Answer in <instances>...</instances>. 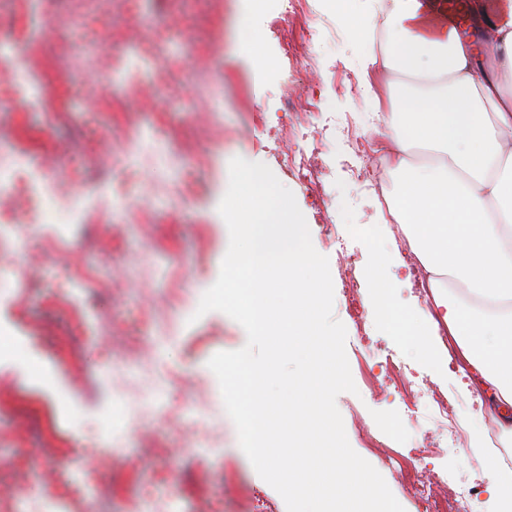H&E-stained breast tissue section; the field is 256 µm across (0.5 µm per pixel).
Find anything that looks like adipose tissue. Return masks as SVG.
I'll use <instances>...</instances> for the list:
<instances>
[{"label":"adipose tissue","instance_id":"obj_1","mask_svg":"<svg viewBox=\"0 0 512 512\" xmlns=\"http://www.w3.org/2000/svg\"><path fill=\"white\" fill-rule=\"evenodd\" d=\"M491 33L478 59L447 0H365L389 36L362 72H400L399 110L376 113L395 150L390 213L422 270L425 311L381 316L412 352H454L512 437V0H470Z\"/></svg>","mask_w":512,"mask_h":512}]
</instances>
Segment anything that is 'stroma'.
<instances>
[{"mask_svg": "<svg viewBox=\"0 0 512 512\" xmlns=\"http://www.w3.org/2000/svg\"><path fill=\"white\" fill-rule=\"evenodd\" d=\"M240 0H46L47 28L38 48L26 44L23 0H0V30L22 51L17 66L41 71L74 56L68 81L46 88L65 117L23 101L0 75V154L26 148L31 163L59 187L36 203L24 193L0 198V336L21 356H0V512H38L45 494L64 512H286L282 497L254 470L238 443L208 360L242 348L244 328L228 315L198 314L217 280L229 232L218 206L229 162L242 157L284 172L275 155L311 151L312 140L274 143L273 127L303 121L310 132L335 118L364 137V156L347 137L326 141V193L293 186L314 248L328 257L336 319L347 330L346 353L356 393L337 407L351 447L381 473L405 512H421L404 478L410 448H436L430 467L447 478L446 495L478 484L468 512H496L494 477L472 440L475 417L491 421L486 394L467 386L457 360L419 356L390 334L381 317L380 283L394 299L421 310L418 267L407 254L376 266L362 225L386 220L362 176L387 156L384 134L371 133L373 96L388 99L392 75L361 83L362 0L337 19L333 0H306L302 28L315 36L313 66L283 85L278 45L268 19L252 15L262 58L244 55L236 30ZM313 100L287 111L285 96ZM350 134V135H351ZM137 140L135 153L125 145ZM96 201L65 245L53 230L68 208ZM360 282L350 294L340 279L346 256ZM364 314L357 330L354 314ZM396 355L410 366L390 376ZM447 392L458 436L439 429L426 392ZM378 437L382 448L367 445ZM397 454L381 467V454Z\"/></svg>", "mask_w": 512, "mask_h": 512, "instance_id": "stroma-1", "label": "stroma"}]
</instances>
